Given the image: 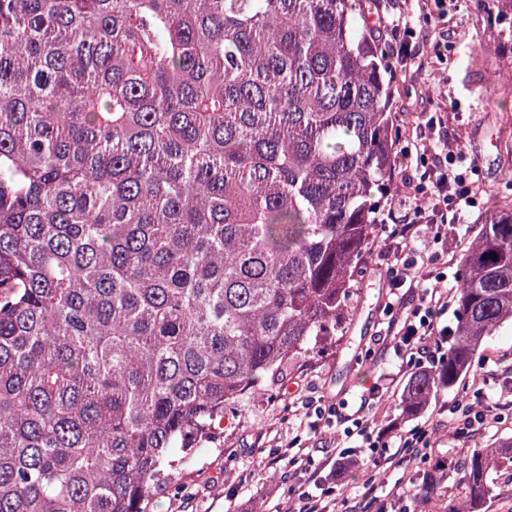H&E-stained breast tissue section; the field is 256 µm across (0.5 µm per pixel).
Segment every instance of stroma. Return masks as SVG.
Returning <instances> with one entry per match:
<instances>
[{
	"instance_id": "1",
	"label": "stroma",
	"mask_w": 512,
	"mask_h": 512,
	"mask_svg": "<svg viewBox=\"0 0 512 512\" xmlns=\"http://www.w3.org/2000/svg\"><path fill=\"white\" fill-rule=\"evenodd\" d=\"M447 20L420 19L417 0L403 8L416 17L423 32L413 56L389 69L393 82V138L396 155L411 153L415 176L425 164L413 155L415 127L429 118L440 119L447 139H433L434 150L450 146L453 167L469 172L483 188V201H512V0H447ZM427 66H420V59ZM481 210L464 207L448 227L447 244L417 240L412 249L438 254L433 273L455 285L460 260L475 234ZM397 251L385 227H378L377 241L356 275V289L346 318L343 337L327 354L308 356L291 369L290 379L302 380L333 402L359 403L373 398L386 404L391 417L412 427L424 422L431 410L456 402L487 405L501 392L512 390V327L503 326L484 347L488 365L472 363L468 376L450 389H440L428 410L401 413L385 389L399 361L393 350L379 343L386 332L387 305L394 299L386 270L411 256ZM284 382L274 383L261 398H243L229 406L224 420L199 453L171 475L165 487L153 490L148 512H274L287 494L280 471L266 467L269 454L287 437L299 434L300 413L284 396ZM512 438V412L502 423L483 434L450 438L444 426H435L434 446L427 457L407 460L368 495L363 471L353 467L326 487L335 491L337 512H448L450 501L462 496L460 477L469 455L493 442ZM437 474L442 496L423 500L426 474Z\"/></svg>"
}]
</instances>
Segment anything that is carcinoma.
Returning a JSON list of instances; mask_svg holds the SVG:
<instances>
[{"label": "carcinoma", "mask_w": 512, "mask_h": 512, "mask_svg": "<svg viewBox=\"0 0 512 512\" xmlns=\"http://www.w3.org/2000/svg\"><path fill=\"white\" fill-rule=\"evenodd\" d=\"M360 2L0 0V512H146L224 408L339 342L394 163ZM454 295L406 414L512 321V202ZM508 455L473 452L449 512Z\"/></svg>", "instance_id": "carcinoma-1"}]
</instances>
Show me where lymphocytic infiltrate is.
<instances>
[{
    "label": "lymphocytic infiltrate",
    "instance_id": "lymphocytic-infiltrate-1",
    "mask_svg": "<svg viewBox=\"0 0 512 512\" xmlns=\"http://www.w3.org/2000/svg\"><path fill=\"white\" fill-rule=\"evenodd\" d=\"M452 158L449 152L433 155L432 170L424 184L416 181L411 168L400 170L399 176L415 197L416 204L407 207L402 198L393 204L398 214L391 219V240L396 245L409 244L426 227L434 229L437 238H444L449 215L457 213L463 205L478 206L480 191L467 173L449 170ZM387 275L394 286H407L416 298L409 312L389 323L384 336L387 347L392 348L401 361L400 373L439 374L448 357V328L441 323L448 313L447 289L432 284V272L424 265L412 271L394 265L388 268ZM292 398L294 405L303 411L302 425L309 436L290 439L268 462L269 467L282 470L292 482L276 512H336L331 491L318 487L321 472L336 474L360 457L372 462L375 472L388 471L403 464L408 453L430 447L427 425L408 429L392 419L384 427L374 426V418L384 417L386 410L370 403L369 399H362L355 408L344 402L319 403L304 387L293 391ZM509 409H512V391L501 395L491 406L455 404L451 408L453 418L448 435L455 438L479 434L500 423L503 411ZM327 427L340 429L345 445L322 459H314L309 441ZM375 472L365 481L372 491L380 484Z\"/></svg>",
    "mask_w": 512,
    "mask_h": 512
}]
</instances>
